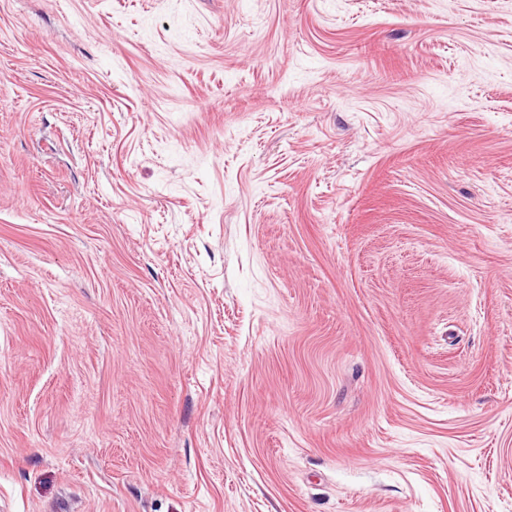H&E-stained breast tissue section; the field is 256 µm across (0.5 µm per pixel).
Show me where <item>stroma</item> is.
<instances>
[{
	"instance_id": "35a3bbf8",
	"label": "stroma",
	"mask_w": 512,
	"mask_h": 512,
	"mask_svg": "<svg viewBox=\"0 0 512 512\" xmlns=\"http://www.w3.org/2000/svg\"><path fill=\"white\" fill-rule=\"evenodd\" d=\"M0 512H512V0H0Z\"/></svg>"
}]
</instances>
